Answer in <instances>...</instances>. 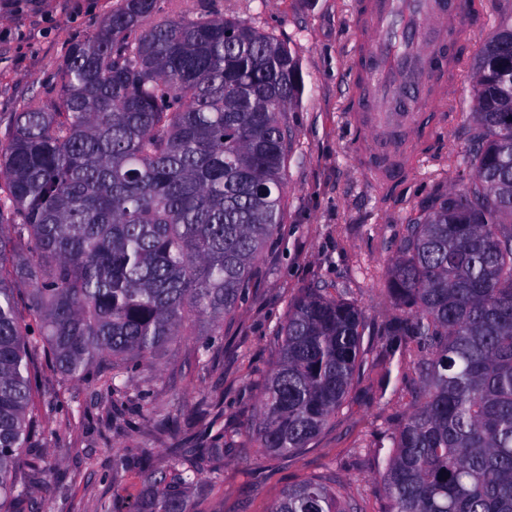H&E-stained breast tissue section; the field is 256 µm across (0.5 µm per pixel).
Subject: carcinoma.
<instances>
[{"label":"carcinoma","mask_w":512,"mask_h":512,"mask_svg":"<svg viewBox=\"0 0 512 512\" xmlns=\"http://www.w3.org/2000/svg\"><path fill=\"white\" fill-rule=\"evenodd\" d=\"M159 0H119L71 45L48 100L0 137V512L37 438L31 356L127 394L158 350L224 319L284 223V121L299 56L274 31L222 16L154 20ZM467 183L420 207L384 273L398 313L379 364L412 376L381 474L382 512H512V14L469 63ZM364 315L346 291L288 305L251 439L294 455L336 417L359 370ZM142 449L146 496L129 512H192L199 456ZM344 486L309 478L270 512H355Z\"/></svg>","instance_id":"obj_1"}]
</instances>
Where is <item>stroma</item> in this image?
Wrapping results in <instances>:
<instances>
[{"instance_id": "1", "label": "stroma", "mask_w": 512, "mask_h": 512, "mask_svg": "<svg viewBox=\"0 0 512 512\" xmlns=\"http://www.w3.org/2000/svg\"><path fill=\"white\" fill-rule=\"evenodd\" d=\"M356 0H161L160 18L222 14L292 36L305 90L300 111L289 113L297 150L287 171L288 215L258 260L248 298L226 318L213 346L197 356L199 338L161 350L140 366L126 396L111 400L96 381L75 382L42 368L50 400L42 405L41 439L32 442L18 475L15 512H100L102 501L127 512L146 489L140 449L153 465L168 464L182 446L188 419L199 406L224 411L221 458L199 461L191 498L197 512H269L281 492L308 477L341 482L362 512H381L384 500L374 449L406 400L407 383L382 388L376 365L390 346L377 333L393 310L379 276L393 256L404 224L432 196L463 182L453 159L468 146L466 70L455 71L445 116L433 125L426 151L405 162L403 183L385 199L371 177L375 159L356 124L360 99L354 82L360 60ZM116 0H0V133L11 113L34 96H47L69 44L89 38ZM476 20L461 41L463 58L495 32L491 0H473ZM346 289L366 326L364 370L349 389L336 420L295 457L265 455L246 431L258 415L263 379L277 356V334L290 299L303 288ZM128 469L111 470L113 456ZM219 472L220 486L209 477Z\"/></svg>"}]
</instances>
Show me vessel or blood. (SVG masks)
<instances>
[{
  "label": "vessel or blood",
  "mask_w": 512,
  "mask_h": 512,
  "mask_svg": "<svg viewBox=\"0 0 512 512\" xmlns=\"http://www.w3.org/2000/svg\"><path fill=\"white\" fill-rule=\"evenodd\" d=\"M357 20L367 99L356 119L382 168L392 169L412 150L422 112L445 92L469 18L462 0H361Z\"/></svg>",
  "instance_id": "1"
}]
</instances>
